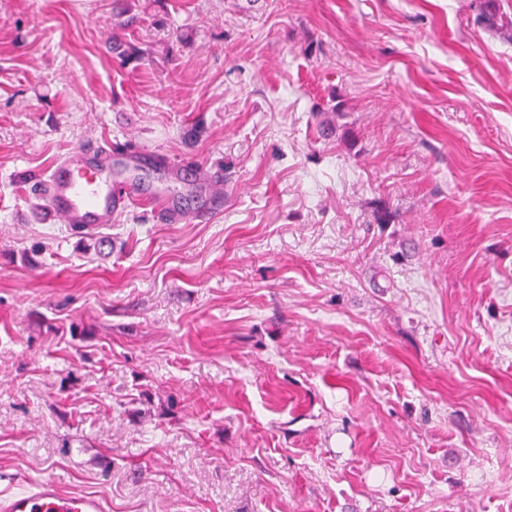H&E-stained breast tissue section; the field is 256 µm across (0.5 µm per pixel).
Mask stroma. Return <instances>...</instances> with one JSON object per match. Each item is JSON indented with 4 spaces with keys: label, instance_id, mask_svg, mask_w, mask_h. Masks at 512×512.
Returning <instances> with one entry per match:
<instances>
[{
    "label": "stroma",
    "instance_id": "obj_1",
    "mask_svg": "<svg viewBox=\"0 0 512 512\" xmlns=\"http://www.w3.org/2000/svg\"><path fill=\"white\" fill-rule=\"evenodd\" d=\"M512 0H0V497L512 512ZM224 216L44 223L73 148Z\"/></svg>",
    "mask_w": 512,
    "mask_h": 512
}]
</instances>
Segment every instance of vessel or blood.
Masks as SVG:
<instances>
[{
  "label": "vessel or blood",
  "instance_id": "1",
  "mask_svg": "<svg viewBox=\"0 0 512 512\" xmlns=\"http://www.w3.org/2000/svg\"><path fill=\"white\" fill-rule=\"evenodd\" d=\"M161 161L148 149L120 151L105 144L60 157L41 179L34 205L48 222L89 235L112 224L131 204L151 201L156 213L181 224L224 214L221 170L169 168L167 185L144 191L141 172ZM0 512H104L94 495L68 493L52 479L0 498Z\"/></svg>",
  "mask_w": 512,
  "mask_h": 512
}]
</instances>
